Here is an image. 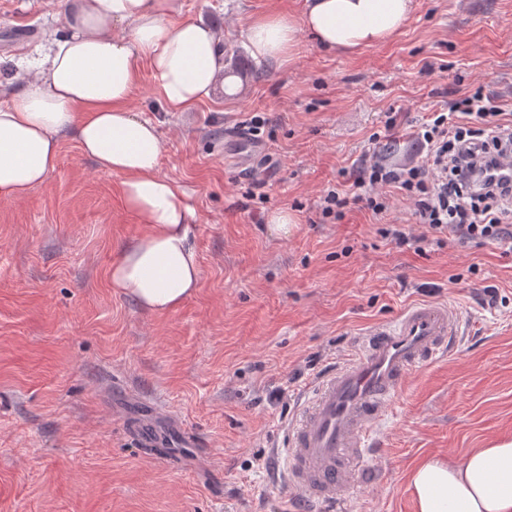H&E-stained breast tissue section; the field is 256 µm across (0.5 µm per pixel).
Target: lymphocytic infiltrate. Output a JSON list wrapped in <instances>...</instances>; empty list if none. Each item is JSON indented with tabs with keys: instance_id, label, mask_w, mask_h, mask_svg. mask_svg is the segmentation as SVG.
Here are the masks:
<instances>
[{
	"instance_id": "1",
	"label": "lymphocytic infiltrate",
	"mask_w": 512,
	"mask_h": 512,
	"mask_svg": "<svg viewBox=\"0 0 512 512\" xmlns=\"http://www.w3.org/2000/svg\"><path fill=\"white\" fill-rule=\"evenodd\" d=\"M411 135L425 151L421 162L355 160L341 172L343 187L324 195L321 217L339 221L355 206L383 214L391 189L413 201L424 228L417 236L400 224L384 229L397 246L448 233L463 244L512 248V114L478 88L430 113Z\"/></svg>"
}]
</instances>
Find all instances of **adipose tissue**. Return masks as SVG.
<instances>
[{
	"mask_svg": "<svg viewBox=\"0 0 512 512\" xmlns=\"http://www.w3.org/2000/svg\"><path fill=\"white\" fill-rule=\"evenodd\" d=\"M62 37L23 61L0 103V200L18 201L56 168L60 140L121 179L125 208L145 227L113 265V288L156 311L176 309L200 283L191 243L196 212L185 191L159 173L157 125L130 101L149 71L171 112L209 100L224 81V49L183 0H62ZM412 0H303L300 13L259 17L248 27L251 53L293 61L298 33L321 48L354 51L401 32ZM415 512H512V440L473 448L456 462L428 458L408 474Z\"/></svg>",
	"mask_w": 512,
	"mask_h": 512,
	"instance_id": "1",
	"label": "adipose tissue"
}]
</instances>
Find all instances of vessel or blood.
Wrapping results in <instances>:
<instances>
[{
  "mask_svg": "<svg viewBox=\"0 0 512 512\" xmlns=\"http://www.w3.org/2000/svg\"><path fill=\"white\" fill-rule=\"evenodd\" d=\"M459 335L448 307L420 303L368 331L357 357L325 375L288 432L285 480L309 502L346 501L361 477L369 429L408 372L453 349Z\"/></svg>",
  "mask_w": 512,
  "mask_h": 512,
  "instance_id": "b4317fda",
  "label": "vessel or blood"
}]
</instances>
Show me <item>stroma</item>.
I'll return each mask as SVG.
<instances>
[{
    "mask_svg": "<svg viewBox=\"0 0 512 512\" xmlns=\"http://www.w3.org/2000/svg\"><path fill=\"white\" fill-rule=\"evenodd\" d=\"M184 2L244 49L253 17L302 0ZM57 10L0 0L1 70L60 31ZM298 39L294 62L246 56L252 76L191 112L167 111L141 74L131 105L158 125L159 172L198 216L200 285L177 309L147 311L113 288V264L145 227L73 136L42 185L0 201V512H414L417 462L512 440V254L449 235L396 248L381 227L421 230L402 196L379 216L357 206L323 222L317 209L361 155L420 160L411 127L470 90L512 109V0H413L398 35L352 52ZM389 112L400 126L387 135ZM256 114L269 134L242 170L228 134ZM279 209L295 218L285 235L268 222ZM414 303L457 313L456 349L405 377L347 502L289 497L274 451L301 398ZM165 415L192 447L136 444L129 421Z\"/></svg>",
    "mask_w": 512,
    "mask_h": 512,
    "instance_id": "35a3bbf8",
    "label": "stroma"
}]
</instances>
